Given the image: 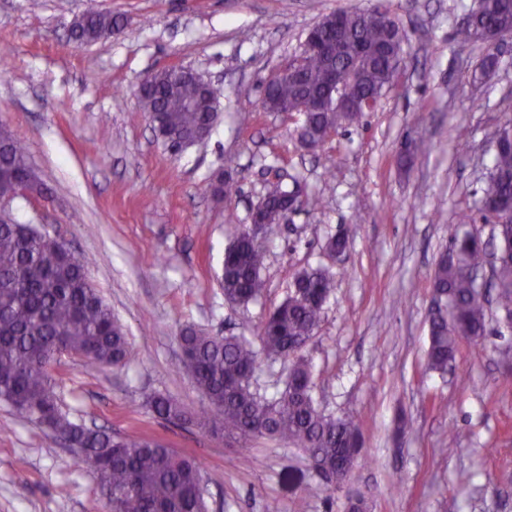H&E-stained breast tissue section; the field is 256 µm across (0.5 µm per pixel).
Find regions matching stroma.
I'll list each match as a JSON object with an SVG mask.
<instances>
[{
  "instance_id": "35a3bbf8",
  "label": "stroma",
  "mask_w": 512,
  "mask_h": 512,
  "mask_svg": "<svg viewBox=\"0 0 512 512\" xmlns=\"http://www.w3.org/2000/svg\"><path fill=\"white\" fill-rule=\"evenodd\" d=\"M378 1L96 0L120 29L81 45L67 26L86 0H0V124L25 144L50 196L16 198L9 210L93 257L88 276L128 338L118 366L89 372L61 357L52 372L63 408L200 461L209 512H343L349 491L365 496L367 512H512V385L502 383L512 329L489 305L486 336L462 340L447 374L429 371L426 358L437 257L453 235L492 236L479 202L495 134L512 119V44L496 77L476 82L488 47L454 32L478 0H382L405 34L404 60L375 111L312 152L300 141L301 114L260 105L263 83L322 16ZM172 65L201 74L220 104L208 140L177 154L138 101L141 82ZM410 137L429 150L403 169ZM219 172L238 193L204 194ZM277 180L297 182L313 203L261 238L262 297L231 304L224 248ZM342 226L349 245L338 257L326 243ZM309 268L334 283L304 349L312 395L325 415L355 418L362 434L354 474L335 492L297 448L245 449L164 422L146 404L162 393L207 408L180 364L182 329L252 337ZM109 510L67 444L0 402V512Z\"/></svg>"
}]
</instances>
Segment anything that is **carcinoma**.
Wrapping results in <instances>:
<instances>
[{
    "instance_id": "obj_1",
    "label": "carcinoma",
    "mask_w": 512,
    "mask_h": 512,
    "mask_svg": "<svg viewBox=\"0 0 512 512\" xmlns=\"http://www.w3.org/2000/svg\"><path fill=\"white\" fill-rule=\"evenodd\" d=\"M388 9L342 10L340 50L334 56L310 53L304 57L305 80L282 79L263 101L267 112H291L306 97L328 100L323 112H312L303 135L305 145L321 147L329 132L355 120L338 109L323 78L330 68L353 66L354 95L381 100L391 86L390 59L401 57L396 25L382 24ZM114 19L89 5L72 37L92 43L112 34ZM512 34V0H482L480 10L455 30L461 42L483 43ZM211 98L194 79L161 69L150 75L140 93L145 111L160 115L159 133L173 146L196 137L205 125ZM4 146L0 161V197L17 183L29 181L32 192H45L35 169L28 167L25 146L0 128ZM489 204L512 200V146L494 151L491 177L483 190ZM294 203L290 190H269L260 216L264 230L278 223ZM493 238L508 253L495 266L498 308L512 314V223L493 224ZM89 256L63 251L57 240L38 234L30 224L0 220V401L56 437L68 436L80 462L90 467L112 497L117 512H208L202 467L159 439L143 435L114 438L74 421L64 411L51 375L59 353L79 355L89 371L123 362L127 336L99 291L89 280ZM265 255L258 242L239 232L224 251V297L247 306L262 296ZM487 263L482 239L455 236L436 261L432 288L442 306L429 313L428 368L445 373L463 339L484 334L486 310L473 273ZM333 288L324 269L299 272L288 297L258 326L255 340L244 336H212L193 327L182 330V367L208 399L210 409L194 412L181 403L154 394L147 400L157 418L173 424H192L211 433L227 431L243 446L281 441L301 450L308 462L327 478L340 482L342 450L359 444L352 418L324 415L311 393V365L302 350L318 330L322 310ZM291 362L281 392L270 399L257 396L253 376L263 362Z\"/></svg>"
}]
</instances>
